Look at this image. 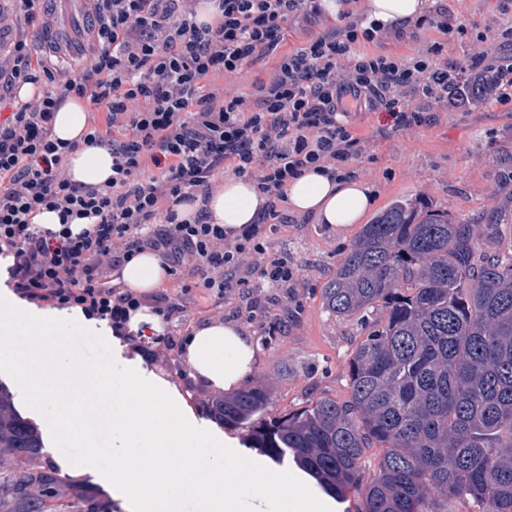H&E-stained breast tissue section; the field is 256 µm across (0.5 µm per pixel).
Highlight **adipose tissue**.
Instances as JSON below:
<instances>
[{
  "label": "adipose tissue",
  "mask_w": 512,
  "mask_h": 512,
  "mask_svg": "<svg viewBox=\"0 0 512 512\" xmlns=\"http://www.w3.org/2000/svg\"><path fill=\"white\" fill-rule=\"evenodd\" d=\"M431 7V0H362L357 10L365 24L376 25L390 34L400 26L412 27ZM87 119L84 101L67 98L54 116L53 133L59 139L78 144L67 158L72 180L97 187L112 176V155L107 148L83 143ZM286 197L292 214L341 231L362 223L376 205V191L368 180L334 178L312 169L289 182ZM266 202L254 180L229 177L212 193L208 203H184L179 205L178 212L180 218L190 220L204 207L212 223L237 231L243 225L257 223ZM119 274L122 285L149 294L163 284L168 268L157 252L147 250L126 262ZM181 355L194 382L229 390L249 377L260 359V350L239 324L211 319L193 327L181 345Z\"/></svg>",
  "instance_id": "adipose-tissue-1"
}]
</instances>
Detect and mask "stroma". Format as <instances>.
<instances>
[{
    "label": "stroma",
    "mask_w": 512,
    "mask_h": 512,
    "mask_svg": "<svg viewBox=\"0 0 512 512\" xmlns=\"http://www.w3.org/2000/svg\"><path fill=\"white\" fill-rule=\"evenodd\" d=\"M443 3L467 25L465 36H443L424 26L399 40L391 37L369 44V52L414 57L438 40L444 45V56L455 59L474 46L478 33L496 30L507 21L498 9L499 0ZM46 4L55 24L32 39L33 49L43 57L50 56L58 36L71 31L82 17L80 0H46ZM431 113V124L397 132L388 129L381 112L366 109L356 114L354 127L364 141V152L353 162V169L377 185V210H385L397 199H417L469 224L489 222L503 200L502 184L512 176V102L490 99L476 107L452 110L443 101L433 105ZM360 231L357 224L341 233L306 222L288 225L272 237V251L287 253L300 270L294 290L298 311L282 335H268L266 326L249 320L245 299L233 296L215 309L194 291L182 296L187 312L165 322V333L179 341L198 322L209 319L245 325L262 351L249 382L269 390V414L296 410L321 396L346 398L349 362L364 329L358 321H342L329 314L321 290ZM143 361L176 384L202 428L221 431V424L202 403L208 389L188 376L179 350H163L155 357L144 356Z\"/></svg>",
    "instance_id": "1"
}]
</instances>
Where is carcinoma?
Instances as JSON below:
<instances>
[{"instance_id": "carcinoma-1", "label": "carcinoma", "mask_w": 512, "mask_h": 512, "mask_svg": "<svg viewBox=\"0 0 512 512\" xmlns=\"http://www.w3.org/2000/svg\"><path fill=\"white\" fill-rule=\"evenodd\" d=\"M496 72L448 86V103L480 104ZM340 320L367 322L349 394L267 416L269 392L213 400L226 428L269 458L292 453L325 491L363 492L362 512H512V206L476 234L409 199L363 226L322 288ZM38 429L0 387V512H112L84 483L42 459ZM380 449L372 476L362 458Z\"/></svg>"}]
</instances>
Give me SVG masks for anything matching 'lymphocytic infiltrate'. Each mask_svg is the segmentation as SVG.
<instances>
[{
	"label": "lymphocytic infiltrate",
	"mask_w": 512,
	"mask_h": 512,
	"mask_svg": "<svg viewBox=\"0 0 512 512\" xmlns=\"http://www.w3.org/2000/svg\"><path fill=\"white\" fill-rule=\"evenodd\" d=\"M200 0H85L90 22L79 70L50 67L33 55L24 32L0 10V256L8 283L23 299L58 309L77 308L129 333L131 311L152 304L164 319L184 313L178 296H146L114 284L111 273L144 250L158 252L171 275H188L182 293L207 299L235 295L262 310L271 291L294 287L298 267L270 250V239L290 218L289 179L314 167L350 177L362 152L351 118L362 105L385 111L392 130L430 124L409 96L437 102L449 81H463L496 65L497 100H512V27L477 34L471 52L441 60V43L424 55L397 60L367 52L380 36L361 18L329 26L277 62L252 93L234 84L246 65L266 59L288 35L291 19L314 22L316 0H212L210 22L197 20ZM34 91L18 99L20 87ZM89 100L100 111L83 142L112 152V181L76 183L66 158L77 142L53 135L63 97ZM248 177L269 198L262 220L235 238L211 223L206 209L193 220L175 208L207 198L224 176ZM58 212L59 230L34 221ZM84 220L72 232L73 220Z\"/></svg>",
	"instance_id": "lymphocytic-infiltrate-1"
}]
</instances>
